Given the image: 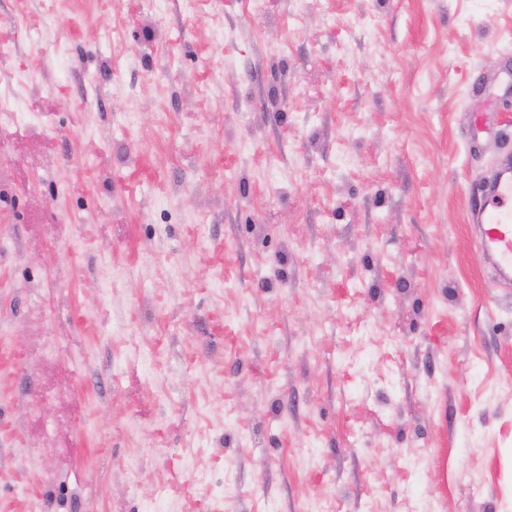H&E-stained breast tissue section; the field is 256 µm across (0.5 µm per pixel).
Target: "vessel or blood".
Here are the masks:
<instances>
[{"instance_id": "1", "label": "vessel or blood", "mask_w": 512, "mask_h": 512, "mask_svg": "<svg viewBox=\"0 0 512 512\" xmlns=\"http://www.w3.org/2000/svg\"><path fill=\"white\" fill-rule=\"evenodd\" d=\"M512 86V70H502L493 77H479L478 88L469 104L472 126L483 130L488 112L494 111L497 100L491 84ZM472 219L482 227V241L490 261L499 275L512 273V167L503 166L493 182L478 191L470 200Z\"/></svg>"}]
</instances>
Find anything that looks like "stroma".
<instances>
[{
	"instance_id": "obj_1",
	"label": "stroma",
	"mask_w": 512,
	"mask_h": 512,
	"mask_svg": "<svg viewBox=\"0 0 512 512\" xmlns=\"http://www.w3.org/2000/svg\"><path fill=\"white\" fill-rule=\"evenodd\" d=\"M508 64L512 0H0V512H512ZM491 84H505L508 89L512 88V70L505 68L501 73L494 75L488 79L482 75L478 79L479 89L473 92L469 104V112H471L472 127L475 130L482 131L486 127L487 112H493L499 101L498 96L495 98L491 91L486 90ZM472 219L481 224L482 241L500 276L512 271V173L504 165L493 182L471 199Z\"/></svg>"
}]
</instances>
